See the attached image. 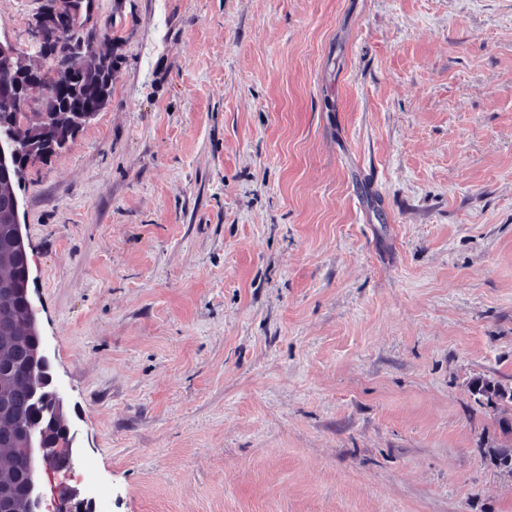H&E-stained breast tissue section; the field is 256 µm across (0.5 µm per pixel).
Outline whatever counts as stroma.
Listing matches in <instances>:
<instances>
[{
    "label": "stroma",
    "instance_id": "35a3bbf8",
    "mask_svg": "<svg viewBox=\"0 0 512 512\" xmlns=\"http://www.w3.org/2000/svg\"><path fill=\"white\" fill-rule=\"evenodd\" d=\"M0 0L36 55L47 4ZM17 190L97 512H512V0H112ZM470 391L480 405H489L500 409L497 420L500 438L487 449L488 456L496 467L512 474V388L497 382L477 378L472 381Z\"/></svg>",
    "mask_w": 512,
    "mask_h": 512
}]
</instances>
